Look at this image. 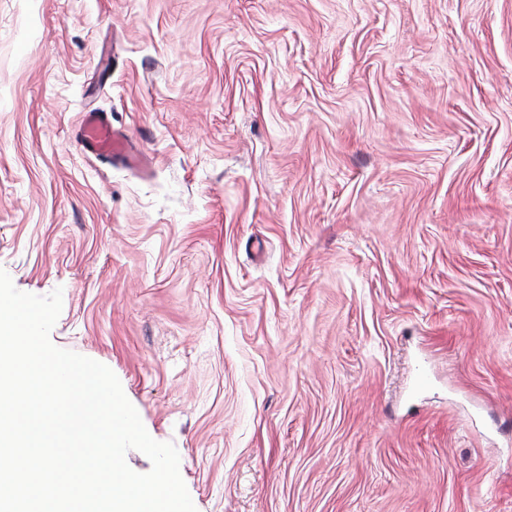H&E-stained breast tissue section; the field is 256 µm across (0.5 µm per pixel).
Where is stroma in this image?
Returning a JSON list of instances; mask_svg holds the SVG:
<instances>
[{
	"instance_id": "stroma-1",
	"label": "stroma",
	"mask_w": 512,
	"mask_h": 512,
	"mask_svg": "<svg viewBox=\"0 0 512 512\" xmlns=\"http://www.w3.org/2000/svg\"><path fill=\"white\" fill-rule=\"evenodd\" d=\"M0 269L197 512H512V0H0ZM79 142L83 150L105 158L127 159L130 163L139 161L138 154H131L129 141L97 112H87L79 130Z\"/></svg>"
}]
</instances>
